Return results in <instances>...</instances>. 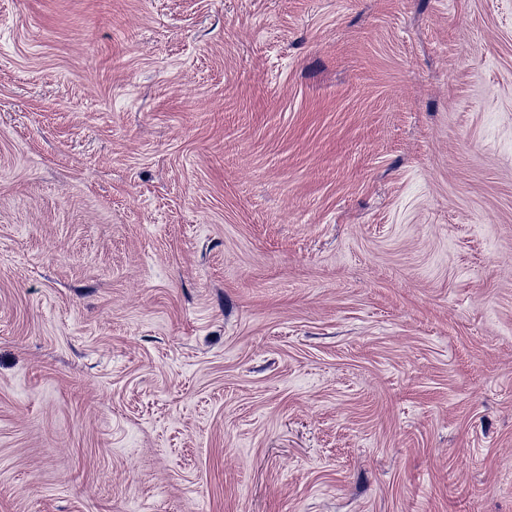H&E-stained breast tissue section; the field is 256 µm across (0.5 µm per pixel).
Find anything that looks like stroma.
<instances>
[{
	"label": "stroma",
	"mask_w": 512,
	"mask_h": 512,
	"mask_svg": "<svg viewBox=\"0 0 512 512\" xmlns=\"http://www.w3.org/2000/svg\"><path fill=\"white\" fill-rule=\"evenodd\" d=\"M0 512H512V0H0Z\"/></svg>",
	"instance_id": "obj_1"
}]
</instances>
